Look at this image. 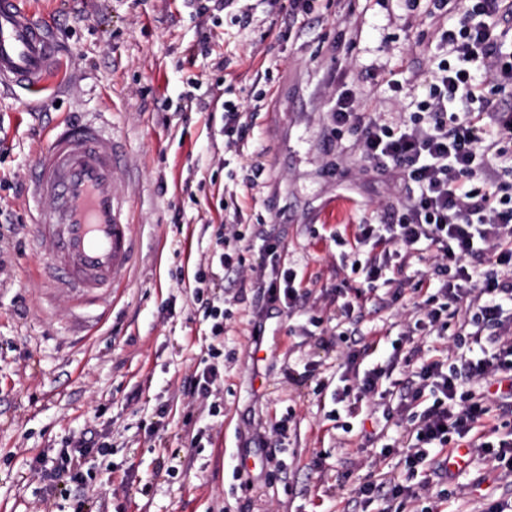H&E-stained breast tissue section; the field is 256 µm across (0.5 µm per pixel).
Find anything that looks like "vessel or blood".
<instances>
[{
  "label": "vessel or blood",
  "mask_w": 512,
  "mask_h": 512,
  "mask_svg": "<svg viewBox=\"0 0 512 512\" xmlns=\"http://www.w3.org/2000/svg\"><path fill=\"white\" fill-rule=\"evenodd\" d=\"M55 46L48 25L23 0H0V84L38 87L51 75ZM119 166L110 129L58 123L31 177L30 220L45 244V287L91 305L126 275L132 234L117 191Z\"/></svg>",
  "instance_id": "obj_1"
}]
</instances>
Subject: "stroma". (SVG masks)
<instances>
[{"label": "stroma", "mask_w": 512, "mask_h": 512, "mask_svg": "<svg viewBox=\"0 0 512 512\" xmlns=\"http://www.w3.org/2000/svg\"><path fill=\"white\" fill-rule=\"evenodd\" d=\"M243 2L246 28L214 0H25L50 22L57 64L40 90L0 89V512H70L67 497L45 498L30 463L88 426L109 443L84 465L112 473L90 487L107 512H377L354 483L404 470L401 427L362 447L360 417L336 411L331 390L364 343L378 342L372 360L386 365L391 343L377 336L413 325L408 295L380 286L387 307L353 317L345 342L328 321L360 281L358 225L405 204L404 179L368 169L359 133L336 127L331 110L350 89L376 118L416 112L436 53L432 4L314 0L307 13ZM225 101L248 125L235 150L224 146ZM63 119L111 126L134 238L129 280L84 309L42 288L25 207L35 157ZM255 163L264 172L251 183ZM223 223L244 237V277L224 291L216 338L182 281L211 264ZM265 238L295 263L294 311L268 305L256 284ZM211 365L209 399L184 395L183 379ZM482 491L510 494L512 476L496 480L478 458L417 487L405 508L481 512Z\"/></svg>", "instance_id": "obj_1"}]
</instances>
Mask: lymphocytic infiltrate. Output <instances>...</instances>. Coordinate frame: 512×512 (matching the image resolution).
I'll use <instances>...</instances> for the list:
<instances>
[{
	"instance_id": "f902f5d3",
	"label": "lymphocytic infiltrate",
	"mask_w": 512,
	"mask_h": 512,
	"mask_svg": "<svg viewBox=\"0 0 512 512\" xmlns=\"http://www.w3.org/2000/svg\"><path fill=\"white\" fill-rule=\"evenodd\" d=\"M441 15L452 17L439 39L448 50L430 71L418 111L392 126L361 112L353 95L336 98V125L361 129L363 158L374 171L399 170L418 194L402 209H390L384 223L359 225L355 245L365 246L357 269L361 282L353 299L336 312L337 323L350 319L376 297L377 284L401 276L414 263L431 258L432 273L411 285L418 314L415 330L444 338L448 332L473 343H487L491 353L461 363L423 355L413 333L401 335L387 366L364 367L374 344L363 345L349 361L358 374L356 390L377 394L383 378L398 365L411 373L398 394L409 423L401 433L404 476L365 480L354 494L379 501L378 512H404L415 495L418 474L447 470L451 441L491 463L492 471L512 475V438L492 425V412L512 413V319L504 303H512V183L493 165L494 150L512 140V113L496 108L484 95L486 83L497 91L512 89V36L501 25L512 19V0H433ZM270 274H257L267 285L270 302L292 306L297 272L285 265L280 244L263 241ZM96 428L83 429L59 460L38 456L33 471L44 493L71 495L72 512H88L79 467L88 455L104 451Z\"/></svg>"
}]
</instances>
